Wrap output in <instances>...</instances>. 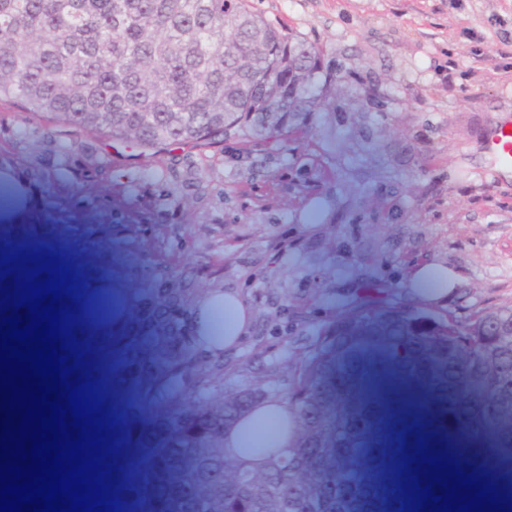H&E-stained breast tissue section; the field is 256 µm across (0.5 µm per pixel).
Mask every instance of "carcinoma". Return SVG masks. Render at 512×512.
<instances>
[{
    "instance_id": "cac0c4a2",
    "label": "carcinoma",
    "mask_w": 512,
    "mask_h": 512,
    "mask_svg": "<svg viewBox=\"0 0 512 512\" xmlns=\"http://www.w3.org/2000/svg\"><path fill=\"white\" fill-rule=\"evenodd\" d=\"M241 56L251 57L245 69ZM332 73L321 52L248 0H0V98L57 123L157 153L230 136L280 137L324 108ZM48 255L34 228L0 238V253ZM73 334L98 333L94 280L80 279ZM472 336L512 384V354ZM217 512H243L233 477L211 476Z\"/></svg>"
}]
</instances>
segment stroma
I'll use <instances>...</instances> for the list:
<instances>
[{
    "label": "stroma",
    "instance_id": "obj_1",
    "mask_svg": "<svg viewBox=\"0 0 512 512\" xmlns=\"http://www.w3.org/2000/svg\"><path fill=\"white\" fill-rule=\"evenodd\" d=\"M255 11L318 46L336 75L324 111L285 137L172 145L157 153L95 135L76 145L51 124L0 102V210L80 245L69 260L103 269L118 338L109 432L139 448L141 512H213L205 476L239 400L288 406L315 512H328L340 471L374 412L397 440L371 465L399 464L420 438L444 453L480 400L489 424L512 411L503 385L462 332L457 304L512 305V173L484 148L512 121V0H251ZM300 248L282 252L284 237ZM423 266L442 267V295L422 297ZM215 290L251 312L243 339L214 352L194 334ZM295 319L281 331L284 316ZM380 337L365 397L350 370ZM421 364L447 403L419 416L404 383Z\"/></svg>",
    "mask_w": 512,
    "mask_h": 512
}]
</instances>
